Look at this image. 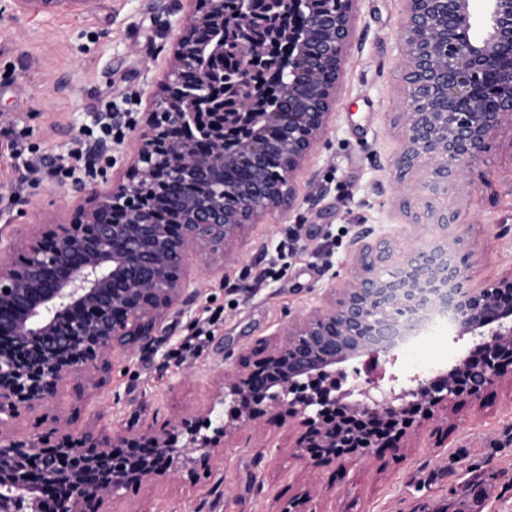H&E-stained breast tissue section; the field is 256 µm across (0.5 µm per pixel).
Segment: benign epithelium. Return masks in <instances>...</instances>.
<instances>
[{
    "mask_svg": "<svg viewBox=\"0 0 512 512\" xmlns=\"http://www.w3.org/2000/svg\"><path fill=\"white\" fill-rule=\"evenodd\" d=\"M54 13L90 0H15ZM178 37L138 131L124 176L104 189L79 184L84 204L67 222L24 224L0 235V512H106L121 490L163 483L190 466L224 459L230 425L202 431L200 415L231 401L237 419L302 417L294 457L307 466L394 454L412 419L434 420L462 399L512 380V275L465 291L468 225L447 206L432 238L400 245L353 240L359 264L288 321L259 353L215 374L212 399L160 431L88 429L47 450L11 424L53 404L66 384L112 367L114 352L154 355L165 322L193 303L188 262L224 269V246L252 224L289 213L297 180L331 131L348 60L355 0H288L278 45L240 38L252 0H176ZM486 32L473 34L472 0H409L399 36L406 89L400 173L425 168L437 186L459 180L512 127V0H483ZM241 47L239 72L269 58L288 111L241 97L232 112L199 110L213 102L212 73L224 67V34ZM249 177L224 181V169ZM431 307L448 313L468 355L414 387L353 379L335 395L341 365L389 355L406 323ZM257 360H252V357Z\"/></svg>",
    "mask_w": 512,
    "mask_h": 512,
    "instance_id": "1",
    "label": "benign epithelium"
}]
</instances>
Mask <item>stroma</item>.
<instances>
[{"label": "stroma", "instance_id": "35a3bbf8", "mask_svg": "<svg viewBox=\"0 0 512 512\" xmlns=\"http://www.w3.org/2000/svg\"><path fill=\"white\" fill-rule=\"evenodd\" d=\"M170 0H90L80 12L20 11L0 0V234L40 219L67 221L78 197L74 178L38 180L8 150L19 136L49 167L75 166L80 141L107 143L111 182L136 146V132L178 31ZM334 129L313 159V182H300L288 215H269L226 248L224 270H193L188 312L169 324L155 357L115 356L108 373L83 391L66 386L54 404L15 419L19 436L55 445L86 428L158 430L210 404L211 379L240 352L271 342L288 320L325 289L341 287L357 260L352 238L365 229L403 244L430 236V208L451 206L470 224L468 288L512 274V136L502 135L469 180L432 191L423 169L418 189L399 195L397 120L405 96L399 34L407 0H357ZM122 113L104 133L97 117ZM472 347L449 334L395 351L378 370L431 378ZM232 424L224 463L185 470L164 486L129 487L115 512H512V385L491 387L478 402L449 407L435 422L412 426L399 455L346 467L309 469L292 455L305 427L240 424L232 404L215 407Z\"/></svg>", "mask_w": 512, "mask_h": 512}]
</instances>
